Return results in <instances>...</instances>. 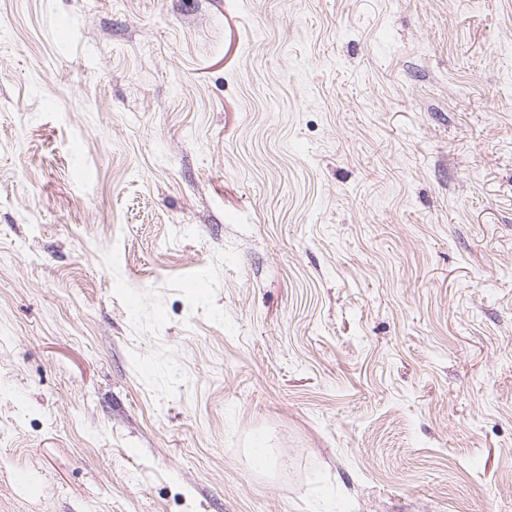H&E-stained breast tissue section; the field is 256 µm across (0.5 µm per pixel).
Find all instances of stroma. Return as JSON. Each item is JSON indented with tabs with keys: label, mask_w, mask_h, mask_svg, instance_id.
I'll return each mask as SVG.
<instances>
[{
	"label": "stroma",
	"mask_w": 512,
	"mask_h": 512,
	"mask_svg": "<svg viewBox=\"0 0 512 512\" xmlns=\"http://www.w3.org/2000/svg\"><path fill=\"white\" fill-rule=\"evenodd\" d=\"M0 512H512V0H0Z\"/></svg>",
	"instance_id": "obj_1"
}]
</instances>
